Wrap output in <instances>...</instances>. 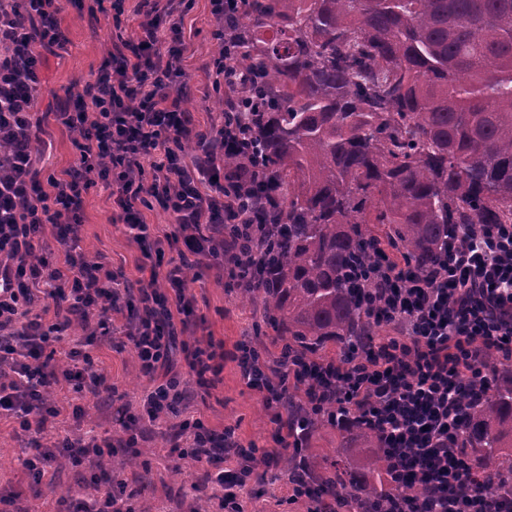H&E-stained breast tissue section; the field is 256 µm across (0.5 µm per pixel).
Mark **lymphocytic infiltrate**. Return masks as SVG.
Returning <instances> with one entry per match:
<instances>
[{"label": "lymphocytic infiltrate", "instance_id": "lymphocytic-infiltrate-1", "mask_svg": "<svg viewBox=\"0 0 512 512\" xmlns=\"http://www.w3.org/2000/svg\"><path fill=\"white\" fill-rule=\"evenodd\" d=\"M141 8L137 43L113 44L72 111L60 113L80 133L76 155L60 174L44 177L35 166L44 150L32 129L43 62L66 44L57 22L63 0H0V414L46 439L23 461L33 481L48 479L49 465L63 460L87 470L78 491L62 496L65 512H130L104 471L112 437L60 436V411L49 397L62 385L97 394L105 376L87 348L111 336L113 314L128 310L123 333L140 372L155 380L145 401L149 419L170 417L172 452L210 466L205 479L219 488L222 512H241L257 465L277 463V447L293 437V425L278 422L276 448L256 455L233 429L217 432L186 417V384L168 368L177 350L199 387L220 374L223 352L185 339L197 304L185 270L221 264L236 274L255 260V242L270 229L252 220L259 200L225 185L217 163L239 135L236 118L192 163L177 148L193 134L179 93L185 0H143ZM99 178L109 181L119 218L145 258L137 285L80 246L84 199ZM155 202L177 224L161 237L143 219ZM49 234L60 245L52 258L41 253ZM168 249L180 262L165 269L158 258ZM371 280L372 320L390 333L363 356L291 360L281 373L245 345L242 378L265 404L282 406L294 387L303 412L333 407L371 424L391 480L411 488L387 512H512L511 496L486 494L469 481L453 446L465 406L488 386L487 358L512 359V225H476L424 276L381 259ZM75 324L83 344L57 361V346Z\"/></svg>", "mask_w": 512, "mask_h": 512}]
</instances>
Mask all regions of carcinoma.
Wrapping results in <instances>:
<instances>
[{"label": "carcinoma", "instance_id": "1", "mask_svg": "<svg viewBox=\"0 0 512 512\" xmlns=\"http://www.w3.org/2000/svg\"><path fill=\"white\" fill-rule=\"evenodd\" d=\"M242 127L260 175L259 282L242 289L288 349L359 356L374 330L347 270L397 252L432 270L448 238L512 224V0H242L224 24ZM465 413L455 447L481 488L512 475V367ZM336 477L284 458L351 512L409 491L384 480L375 429L344 415Z\"/></svg>", "mask_w": 512, "mask_h": 512}]
</instances>
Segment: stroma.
I'll use <instances>...</instances> for the list:
<instances>
[{"label": "stroma", "mask_w": 512, "mask_h": 512, "mask_svg": "<svg viewBox=\"0 0 512 512\" xmlns=\"http://www.w3.org/2000/svg\"><path fill=\"white\" fill-rule=\"evenodd\" d=\"M113 2L67 0L58 16L67 43L47 58L37 104L46 172L60 173L76 154L75 137L58 120V113L71 108L85 81L103 68L113 40L136 38L140 0H121L122 9L118 12L112 8ZM191 2L183 19L187 73L183 107L191 113L195 130L207 133L224 120V94L212 88L215 42L209 0ZM81 220L80 245L88 256L122 269L130 282H137L143 256L116 218L106 181H98L88 191ZM187 282L198 300L197 336L224 347V369L209 390H197L191 401L192 415L216 431L234 429L243 445L273 448L272 413L265 409L260 395L246 386L235 355L238 346L245 343L258 350L262 359L272 360L280 355L284 337L267 327L259 308L242 302L239 288L222 267H190ZM89 353L112 387L107 401L78 399L72 391L58 388L53 391V400L69 433L92 431L100 436H119L122 413L141 414L143 400L153 383L140 374L131 346L104 339L91 346ZM77 403L85 408V417H73L72 407ZM145 428V438L113 449L108 461L115 478L124 481V497L134 512H189L193 506L198 512H219L216 500L195 488L204 471L201 463L189 458L176 461L158 457V448L167 444L165 418L146 423ZM26 442L12 420L0 419V495L18 494V512H56L59 498L79 484L81 472L62 465L55 483L31 484L22 465L28 454ZM288 496V476L277 466L268 471L258 493L241 498L240 506L242 512H307L305 501L292 502Z\"/></svg>", "instance_id": "stroma-1"}]
</instances>
